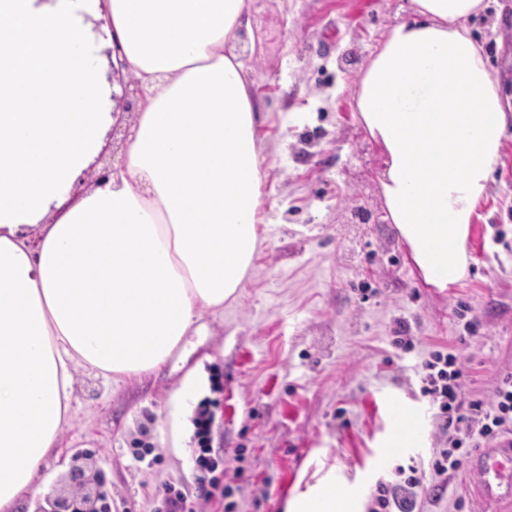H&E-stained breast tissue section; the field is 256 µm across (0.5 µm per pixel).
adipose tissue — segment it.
Returning <instances> with one entry per match:
<instances>
[{"label":"adipose tissue","instance_id":"1","mask_svg":"<svg viewBox=\"0 0 512 512\" xmlns=\"http://www.w3.org/2000/svg\"><path fill=\"white\" fill-rule=\"evenodd\" d=\"M250 0H0V512L44 490L74 371L161 370L234 300L260 247L265 169L232 43ZM363 74L358 109L384 148L390 219L427 283L467 269L469 226L507 130L468 36L483 0H411ZM109 19L142 87L123 163L72 197L113 121L84 51ZM290 512H358L335 486Z\"/></svg>","mask_w":512,"mask_h":512}]
</instances>
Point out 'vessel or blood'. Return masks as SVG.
<instances>
[{
    "label": "vessel or blood",
    "mask_w": 512,
    "mask_h": 512,
    "mask_svg": "<svg viewBox=\"0 0 512 512\" xmlns=\"http://www.w3.org/2000/svg\"><path fill=\"white\" fill-rule=\"evenodd\" d=\"M469 467L483 500L512 504V438L479 450L471 457Z\"/></svg>",
    "instance_id": "vessel-or-blood-1"
}]
</instances>
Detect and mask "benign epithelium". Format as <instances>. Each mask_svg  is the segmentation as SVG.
<instances>
[{"instance_id": "obj_1", "label": "benign epithelium", "mask_w": 512, "mask_h": 512, "mask_svg": "<svg viewBox=\"0 0 512 512\" xmlns=\"http://www.w3.org/2000/svg\"><path fill=\"white\" fill-rule=\"evenodd\" d=\"M113 73L120 75L122 94H112V100L124 107L129 94L138 91L137 80L123 72V63H110ZM106 501L101 471L94 468L86 457L78 456L67 474L65 484L59 489L37 499L35 512H103Z\"/></svg>"}]
</instances>
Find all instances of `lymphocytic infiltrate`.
Listing matches in <instances>:
<instances>
[{
	"label": "lymphocytic infiltrate",
	"mask_w": 512,
	"mask_h": 512,
	"mask_svg": "<svg viewBox=\"0 0 512 512\" xmlns=\"http://www.w3.org/2000/svg\"><path fill=\"white\" fill-rule=\"evenodd\" d=\"M419 376L421 392L435 409L441 446L429 470L433 489L441 495L463 469L470 449L512 434V372L500 379L488 402L467 397V375L455 354L434 351L422 362ZM418 472L414 465L397 468L395 480L377 484L366 512H421Z\"/></svg>",
	"instance_id": "f902f5d3"
}]
</instances>
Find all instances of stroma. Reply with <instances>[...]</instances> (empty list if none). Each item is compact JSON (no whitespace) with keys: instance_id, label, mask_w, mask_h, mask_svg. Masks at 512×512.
Masks as SVG:
<instances>
[{"instance_id":"35a3bbf8","label":"stroma","mask_w":512,"mask_h":512,"mask_svg":"<svg viewBox=\"0 0 512 512\" xmlns=\"http://www.w3.org/2000/svg\"><path fill=\"white\" fill-rule=\"evenodd\" d=\"M467 28L512 97V0H488ZM410 0H252L251 36L237 43L250 70L266 177L262 244L236 300L203 313L187 357L158 373L106 383L75 374L74 417L42 467L60 486L75 455L94 456L112 512H163L171 486L207 512H285L290 497L332 483L367 504L398 467L428 465L438 439L416 368L438 349L461 357L466 391L489 399L512 371V122L472 222L464 279L428 284L389 219L382 148L357 108L374 52L411 16ZM477 321L466 337V321ZM406 325L414 347L394 340ZM223 387L175 399L190 369ZM212 402L215 472L195 465L194 439L175 436ZM400 403L422 438L386 448L389 406ZM464 509H456V499ZM423 512H486L469 470Z\"/></svg>"}]
</instances>
